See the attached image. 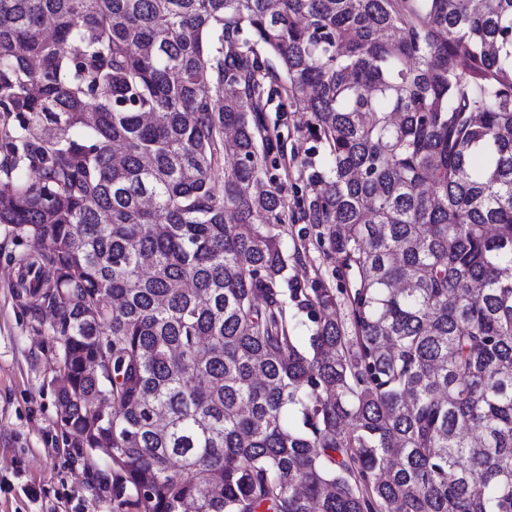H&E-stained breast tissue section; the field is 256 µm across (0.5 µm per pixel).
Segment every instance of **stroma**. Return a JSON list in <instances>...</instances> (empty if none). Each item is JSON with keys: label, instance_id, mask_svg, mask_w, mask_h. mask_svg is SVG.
<instances>
[{"label": "stroma", "instance_id": "35a3bbf8", "mask_svg": "<svg viewBox=\"0 0 512 512\" xmlns=\"http://www.w3.org/2000/svg\"><path fill=\"white\" fill-rule=\"evenodd\" d=\"M268 127L277 129L288 161L287 202L308 196L306 175L297 163L313 145L300 112L268 110ZM287 245L297 247L298 263L289 274L301 281L337 289L336 263L305 222L281 227ZM23 247L0 225V512H136L118 507L112 496L114 469L101 451L72 447V436L56 403L63 375L62 352L13 287L8 253Z\"/></svg>", "mask_w": 512, "mask_h": 512}]
</instances>
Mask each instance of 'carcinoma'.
Instances as JSON below:
<instances>
[{
    "mask_svg": "<svg viewBox=\"0 0 512 512\" xmlns=\"http://www.w3.org/2000/svg\"><path fill=\"white\" fill-rule=\"evenodd\" d=\"M0 224L118 506L512 512V0H0ZM276 105L277 102H273L268 106V112H265L266 125L271 131L277 128L284 141L285 159L288 160V185L284 196L291 207L297 198L307 197L311 193L306 181L307 172H301L298 162L301 157L309 156V148L314 143L305 133L307 116L301 112H288L282 116L281 112H276ZM282 239L288 245V253L291 254L293 246L296 245L300 252V261L296 264L289 262L288 274L296 275L306 283L322 285L337 293V288L344 287L343 279L340 280L335 272V260L326 253V246H323L317 237V227L314 224L305 222H288L281 227ZM341 285V286H340ZM347 291L350 285L346 280ZM347 291L343 294L337 293L339 300L338 313L346 319L347 308L345 305Z\"/></svg>",
    "mask_w": 512,
    "mask_h": 512,
    "instance_id": "1",
    "label": "carcinoma"
}]
</instances>
